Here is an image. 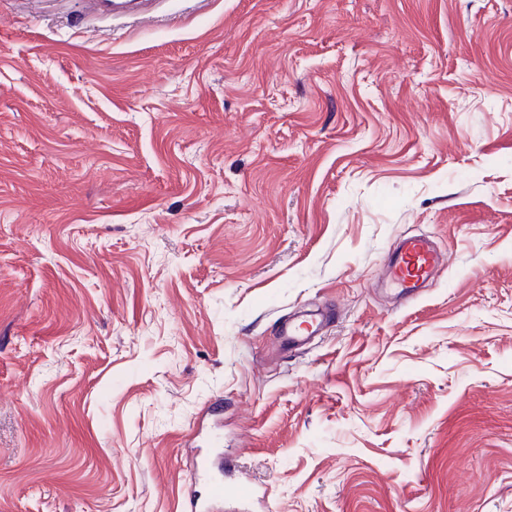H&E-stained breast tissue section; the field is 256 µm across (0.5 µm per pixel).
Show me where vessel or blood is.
Returning a JSON list of instances; mask_svg holds the SVG:
<instances>
[{"instance_id":"1","label":"vessel or blood","mask_w":512,"mask_h":512,"mask_svg":"<svg viewBox=\"0 0 512 512\" xmlns=\"http://www.w3.org/2000/svg\"><path fill=\"white\" fill-rule=\"evenodd\" d=\"M445 263V255L438 251L423 235L407 238L394 249L387 265V273L396 284L416 288L430 280ZM320 323L308 321L307 325L288 324L281 328L280 336L284 346L293 348L305 344L307 337L317 335ZM197 471L208 486L207 501H200L196 495H189L186 501L188 512H207L209 502L223 501L227 491L224 485V462L209 454H199Z\"/></svg>"}]
</instances>
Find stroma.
<instances>
[{"label":"stroma","mask_w":512,"mask_h":512,"mask_svg":"<svg viewBox=\"0 0 512 512\" xmlns=\"http://www.w3.org/2000/svg\"><path fill=\"white\" fill-rule=\"evenodd\" d=\"M212 442L248 512H512V0H0V512ZM444 263L445 253L438 251L425 235H416L396 246L387 273L392 281L404 288H418ZM306 324V328H302V324ZM321 323L317 320H310L298 324L288 323L280 330L282 343L286 347H297L305 344L307 337L316 336L320 330Z\"/></svg>","instance_id":"1"}]
</instances>
